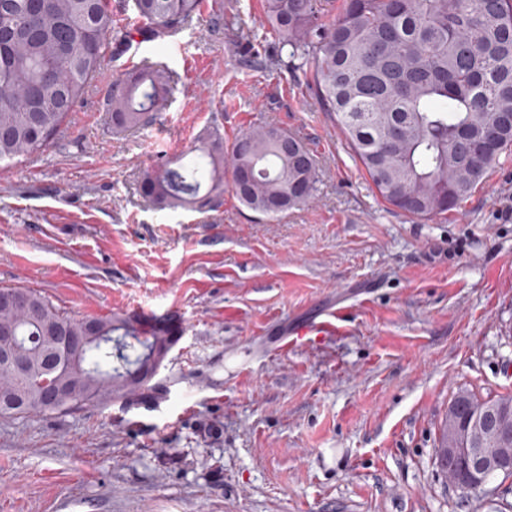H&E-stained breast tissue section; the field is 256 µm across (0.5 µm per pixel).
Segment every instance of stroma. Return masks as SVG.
I'll use <instances>...</instances> for the list:
<instances>
[{
	"mask_svg": "<svg viewBox=\"0 0 512 512\" xmlns=\"http://www.w3.org/2000/svg\"><path fill=\"white\" fill-rule=\"evenodd\" d=\"M111 12L109 56L60 136L0 169V287L185 332L162 394L0 419V512H512V478L465 495L435 453L456 392L512 393V151L448 214L388 204L309 74L253 67L276 54L263 0H227L218 25L199 9L180 31L189 58L150 42L174 89L150 124L113 132L96 85L122 75L137 16L133 0ZM253 125L315 156L306 204L269 219L229 189L203 211L141 195L144 170ZM339 300L342 334L279 350Z\"/></svg>",
	"mask_w": 512,
	"mask_h": 512,
	"instance_id": "1",
	"label": "stroma"
}]
</instances>
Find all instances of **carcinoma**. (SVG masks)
Wrapping results in <instances>:
<instances>
[{"instance_id": "cac0c4a2", "label": "carcinoma", "mask_w": 512, "mask_h": 512, "mask_svg": "<svg viewBox=\"0 0 512 512\" xmlns=\"http://www.w3.org/2000/svg\"><path fill=\"white\" fill-rule=\"evenodd\" d=\"M199 0H133L153 38L188 23ZM264 14L293 67L311 68L322 111L334 116L383 199L420 218L445 214L484 182L512 144V0H343L330 22L321 0H264ZM112 32L106 0H0V168L43 151L63 129L100 69ZM166 93L155 67L127 72L112 90V127H141ZM232 191L274 217L306 203L317 162L296 136L270 125L239 135L230 152ZM224 136L212 132L183 163L147 169L141 194L160 205L203 209L224 196ZM32 310L0 307V324L21 336V353L42 356L39 336L62 324L93 336L59 377L83 406L117 395L155 393L134 374L153 345L177 339L179 325L139 314L69 316L39 291L23 288ZM0 393L27 406L0 418L48 411L33 379L0 368ZM495 407L508 413L483 447L512 448V394L481 398L459 391L448 406L438 447L470 448L465 423Z\"/></svg>"}]
</instances>
